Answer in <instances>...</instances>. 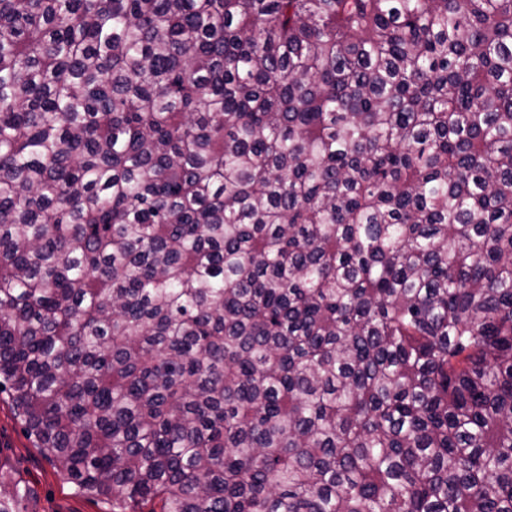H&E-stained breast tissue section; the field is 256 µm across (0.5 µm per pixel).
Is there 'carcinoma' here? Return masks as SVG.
Returning <instances> with one entry per match:
<instances>
[{"mask_svg":"<svg viewBox=\"0 0 512 512\" xmlns=\"http://www.w3.org/2000/svg\"><path fill=\"white\" fill-rule=\"evenodd\" d=\"M0 385L110 512H512V0H0Z\"/></svg>","mask_w":512,"mask_h":512,"instance_id":"carcinoma-1","label":"carcinoma"}]
</instances>
